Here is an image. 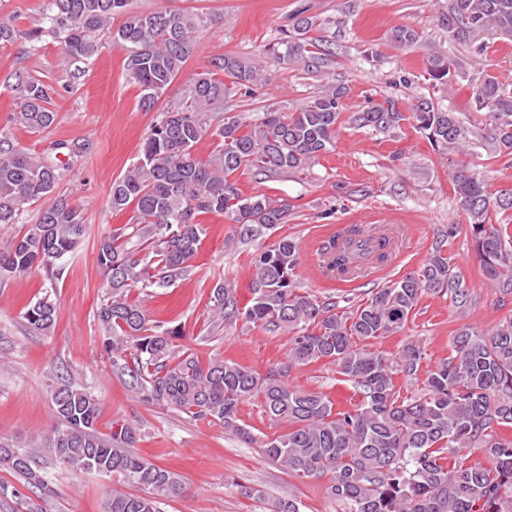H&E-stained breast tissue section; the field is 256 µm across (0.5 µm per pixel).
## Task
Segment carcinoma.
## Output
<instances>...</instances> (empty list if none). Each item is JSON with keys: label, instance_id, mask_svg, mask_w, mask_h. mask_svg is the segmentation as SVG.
Segmentation results:
<instances>
[{"label": "carcinoma", "instance_id": "carcinoma-1", "mask_svg": "<svg viewBox=\"0 0 512 512\" xmlns=\"http://www.w3.org/2000/svg\"><path fill=\"white\" fill-rule=\"evenodd\" d=\"M128 5L129 0H47L29 37L36 41L47 32L62 38L61 65L75 78L83 73L80 63L97 54L98 35L109 29L112 15H124L112 38L125 45V69L140 87L142 107L150 111L183 69L204 17L184 10L131 11ZM437 24L460 42L469 41L476 29L512 42V0H448ZM314 26L313 18L296 14L292 31L272 44L268 55L279 64L299 63L314 76L325 72L336 50L332 41L310 35ZM422 39L410 25L391 31L398 47ZM428 47L433 49L427 57L428 80L434 86L452 81L455 62L438 45ZM211 66L214 71L191 79L182 106L163 113L139 160L110 189L112 207L132 205L137 213V223L97 243L98 264L109 288L97 318L108 333L112 365L129 377L143 400L194 417L210 416L241 435L246 431L237 424L239 405L259 401L271 421L290 425L288 432L260 442L261 451L300 478L331 475L327 492L344 512H512V441L496 433L497 427L512 425V317L487 334L461 328L454 355L425 372L417 342L407 343L395 361L372 348L373 340L404 328L425 293L444 290L459 308L471 303L469 286L442 247L419 271L378 289L350 311L298 291L300 247L289 237L256 260L250 306L239 309L236 288L216 283L208 306L210 322L230 325L243 318L290 334L287 360L263 376L221 360L201 365L195 354L177 350L179 330L155 331L141 304L129 300L134 287L169 286L191 274L203 214L231 219L241 239L285 223L288 204L261 194L241 196L233 179L236 171L304 174L335 143L346 87L324 85L295 111L266 112L246 127L235 117L214 127L211 113L224 111L232 89L260 81L261 69L228 54L214 58ZM217 70L224 79L215 78ZM9 88L23 126L40 131L54 124L51 86L19 73ZM473 91L477 107L489 114V127L467 125L432 99L418 97L411 111L419 128L448 151L466 155L479 144L491 156L512 154V89L484 74L474 79ZM403 120L390 98H368L348 117L359 129L383 133ZM208 134L218 136L222 145L203 161L194 150ZM58 180L57 167L0 139V228L18 223L26 207L41 204L37 221L0 245V281L35 266L52 275L57 261L84 240L82 211L55 196ZM453 183L485 278L512 291V236L493 223L494 216L512 213V187L490 191L465 163L454 172ZM390 248L386 232L367 235L351 225L325 242L321 253L326 272L340 279L365 265L384 263ZM56 318V304L46 297L26 312L31 328L43 334L52 330ZM318 361L334 365L354 385L360 395L354 408L337 411L328 396L290 384L293 368ZM396 372L422 382V388L398 399ZM50 392L55 424L40 441L22 448L0 438V465L30 491L19 497L23 512H45L42 502L54 493L40 465L44 451L67 468L115 476L121 484L147 490L144 496L113 490L105 512H160V501L186 493L177 474L131 451L136 428L123 425L108 438L99 436L95 423L100 403L94 395L64 375L50 385ZM473 449L481 450L494 467L460 462L448 468L442 463Z\"/></svg>", "mask_w": 512, "mask_h": 512}]
</instances>
